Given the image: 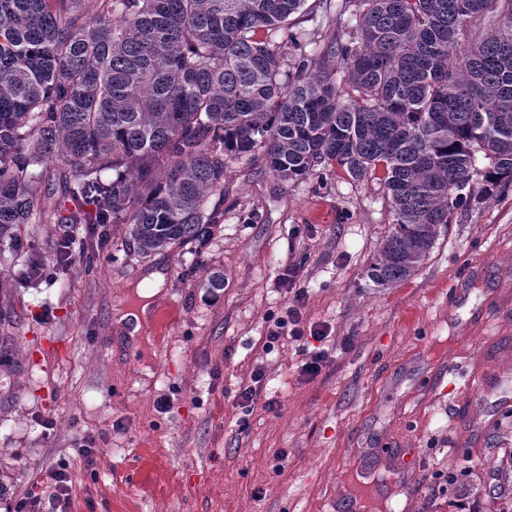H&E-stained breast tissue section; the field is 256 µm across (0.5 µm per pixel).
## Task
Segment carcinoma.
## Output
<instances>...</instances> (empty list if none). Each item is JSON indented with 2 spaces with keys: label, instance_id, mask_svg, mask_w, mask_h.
Masks as SVG:
<instances>
[{
  "label": "carcinoma",
  "instance_id": "obj_1",
  "mask_svg": "<svg viewBox=\"0 0 512 512\" xmlns=\"http://www.w3.org/2000/svg\"><path fill=\"white\" fill-rule=\"evenodd\" d=\"M306 2L0 0V237L59 189L63 223L124 224L143 256L201 246L259 152L283 181L382 169L369 275L411 277L453 209L512 184V0H341L347 40L316 54Z\"/></svg>",
  "mask_w": 512,
  "mask_h": 512
}]
</instances>
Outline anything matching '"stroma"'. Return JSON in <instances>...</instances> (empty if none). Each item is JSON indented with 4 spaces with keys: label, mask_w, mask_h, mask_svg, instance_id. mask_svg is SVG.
I'll use <instances>...</instances> for the list:
<instances>
[{
    "label": "stroma",
    "mask_w": 512,
    "mask_h": 512,
    "mask_svg": "<svg viewBox=\"0 0 512 512\" xmlns=\"http://www.w3.org/2000/svg\"><path fill=\"white\" fill-rule=\"evenodd\" d=\"M296 29L321 47L340 29L334 0ZM383 176L335 168L287 182L245 157L224 170V216L202 253L144 257L114 224L106 249L85 239L63 271L58 218L71 201L53 192L0 240V344L13 357L0 367V512L58 468L72 479L65 512H327L335 497L349 507L342 491L368 462L388 493L366 512H512V187L455 210L418 271L380 286L368 268L392 222ZM211 271L223 288L207 287ZM292 271L305 325L327 334L308 342L329 351L313 379L297 345L262 349ZM156 281L150 304L169 320L130 333L118 314ZM56 336L66 357L48 349ZM259 368L248 413L236 395ZM476 370L485 393H463ZM451 381L460 393L433 397ZM391 458L414 469L412 494Z\"/></svg>",
    "instance_id": "35a3bbf8"
}]
</instances>
